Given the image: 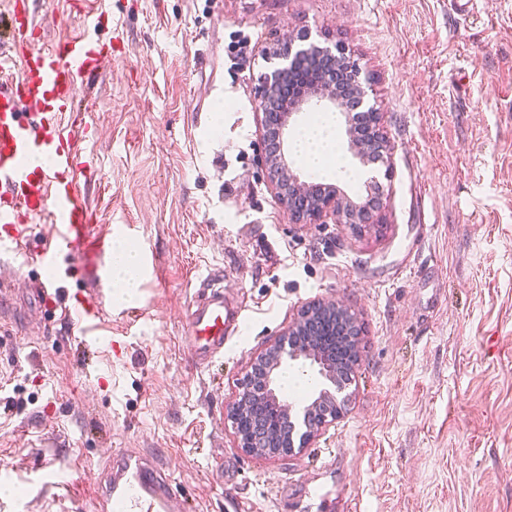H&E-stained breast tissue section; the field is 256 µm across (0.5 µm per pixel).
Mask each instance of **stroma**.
<instances>
[{"mask_svg": "<svg viewBox=\"0 0 512 512\" xmlns=\"http://www.w3.org/2000/svg\"><path fill=\"white\" fill-rule=\"evenodd\" d=\"M50 0L45 45L79 35L111 57L84 99V202L141 251L137 296L106 303L95 369L75 352L63 305L93 300L71 266L58 303L0 290V462L22 475L52 456L91 512L109 448L169 471L190 512H512V0H480L462 21L449 0ZM257 51L282 34L353 53L393 151L304 180L364 200L382 224L359 234L327 219L291 223L269 189L253 76L231 67L235 31ZM240 310L224 355L196 366L177 338L197 272ZM355 314L359 356L343 412L282 459L245 453L226 407L254 358L308 303ZM439 308H432V301ZM80 456L82 466L70 468ZM57 512L54 488L0 492V512Z\"/></svg>", "mask_w": 512, "mask_h": 512, "instance_id": "35a3bbf8", "label": "stroma"}]
</instances>
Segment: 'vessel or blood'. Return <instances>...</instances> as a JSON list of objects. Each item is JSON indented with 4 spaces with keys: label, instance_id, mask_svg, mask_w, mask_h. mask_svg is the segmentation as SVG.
<instances>
[{
    "label": "vessel or blood",
    "instance_id": "vessel-or-blood-1",
    "mask_svg": "<svg viewBox=\"0 0 512 512\" xmlns=\"http://www.w3.org/2000/svg\"><path fill=\"white\" fill-rule=\"evenodd\" d=\"M34 0H10L13 25L10 51L19 54L20 70L0 82V253L18 267H56L67 256L95 269L101 289L112 287V235L96 224L92 210L78 198L82 173L79 130L87 110L75 102L92 79L101 77V54L84 38L66 37L42 45L33 22ZM46 224L44 247L30 252L24 244L29 225ZM207 299H192L184 323L183 347L193 360L209 365L224 352L239 311L227 308L219 284L197 275ZM101 304H77L64 310L75 339L96 344L94 321ZM94 512H181L180 495L169 475L152 459L121 453L108 457L102 470Z\"/></svg>",
    "mask_w": 512,
    "mask_h": 512
}]
</instances>
